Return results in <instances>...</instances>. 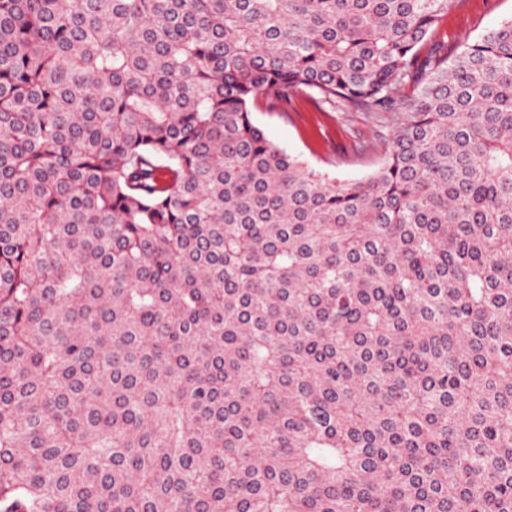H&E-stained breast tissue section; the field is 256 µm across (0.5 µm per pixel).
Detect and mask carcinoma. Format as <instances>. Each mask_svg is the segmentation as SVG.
Segmentation results:
<instances>
[{
	"label": "carcinoma",
	"mask_w": 512,
	"mask_h": 512,
	"mask_svg": "<svg viewBox=\"0 0 512 512\" xmlns=\"http://www.w3.org/2000/svg\"><path fill=\"white\" fill-rule=\"evenodd\" d=\"M453 2L0 0V512H512V18L450 61ZM304 93L371 174L255 123ZM251 110L271 141L332 177L362 179L383 157L377 128L364 112L321 111L307 95L288 107H270L258 97Z\"/></svg>",
	"instance_id": "1"
}]
</instances>
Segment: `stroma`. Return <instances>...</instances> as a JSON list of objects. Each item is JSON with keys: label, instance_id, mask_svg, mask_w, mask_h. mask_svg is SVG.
<instances>
[{"label": "stroma", "instance_id": "stroma-1", "mask_svg": "<svg viewBox=\"0 0 512 512\" xmlns=\"http://www.w3.org/2000/svg\"><path fill=\"white\" fill-rule=\"evenodd\" d=\"M510 17L512 0H455L439 30L447 34L453 53L463 41L475 40ZM251 110L271 141L338 179H362L383 157L377 129L365 113L321 111L306 95L285 107L269 106L260 97Z\"/></svg>", "mask_w": 512, "mask_h": 512}]
</instances>
